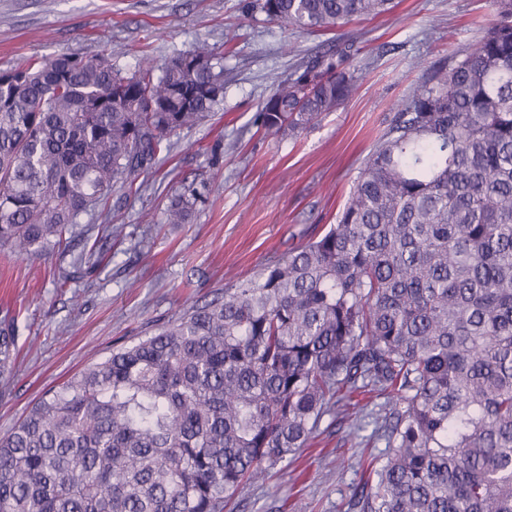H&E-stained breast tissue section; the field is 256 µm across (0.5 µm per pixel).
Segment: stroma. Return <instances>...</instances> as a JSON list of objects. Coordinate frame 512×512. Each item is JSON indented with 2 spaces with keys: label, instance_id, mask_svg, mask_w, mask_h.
I'll return each mask as SVG.
<instances>
[{
  "label": "stroma",
  "instance_id": "obj_1",
  "mask_svg": "<svg viewBox=\"0 0 512 512\" xmlns=\"http://www.w3.org/2000/svg\"><path fill=\"white\" fill-rule=\"evenodd\" d=\"M495 18L494 0H393L383 15L295 34L253 0H0V71L62 52L105 53L126 71L142 56L161 65L201 43L224 56L220 108L172 134L170 152L113 190L108 218L93 216L121 229L116 237L100 227L95 268L0 247V316L16 324V360L0 377V437L86 364L324 234L410 86L474 45ZM338 51L358 77L349 101L295 136L257 124L279 81ZM188 187L201 197L187 223H166ZM358 402L362 423L324 416L311 449L243 485L224 512H351L368 465L386 451L374 433L382 397Z\"/></svg>",
  "mask_w": 512,
  "mask_h": 512
}]
</instances>
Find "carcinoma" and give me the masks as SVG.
<instances>
[{"label":"carcinoma","instance_id":"1","mask_svg":"<svg viewBox=\"0 0 512 512\" xmlns=\"http://www.w3.org/2000/svg\"><path fill=\"white\" fill-rule=\"evenodd\" d=\"M412 85L336 224L50 390L0 438V512H224L357 390L384 397V461L356 512H512V0ZM285 29L391 0H258ZM346 53L312 60L257 121L295 135L347 102ZM0 82V245L74 252L82 215L223 102L205 43L124 73L26 59ZM200 197L185 190L166 223ZM14 339L0 320V374Z\"/></svg>","mask_w":512,"mask_h":512}]
</instances>
